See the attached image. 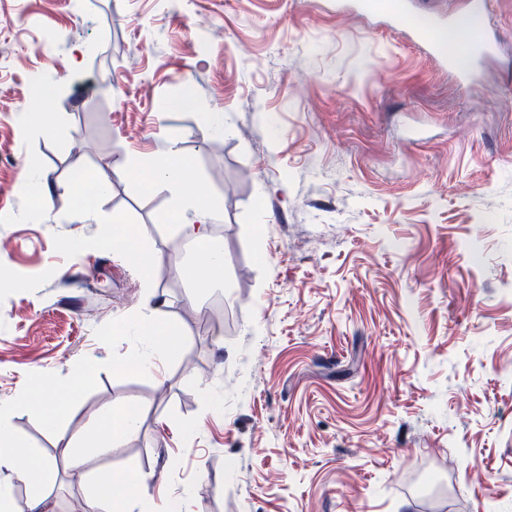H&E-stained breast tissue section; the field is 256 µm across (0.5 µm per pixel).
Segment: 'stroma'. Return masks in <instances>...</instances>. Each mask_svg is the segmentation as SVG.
<instances>
[{"mask_svg":"<svg viewBox=\"0 0 512 512\" xmlns=\"http://www.w3.org/2000/svg\"><path fill=\"white\" fill-rule=\"evenodd\" d=\"M491 12L498 52L462 85L336 0H0V409L54 462L56 512L111 469L187 512H512V0ZM43 81L49 134L19 122ZM171 141L220 205L224 282L196 296L165 191L113 179L80 224L64 189ZM116 214L163 256L149 282L103 244ZM149 293L184 334L152 374L105 335ZM71 383L66 435L141 408L76 468L15 402ZM21 177L24 182L33 185L38 190V199L42 204H46L52 194L51 183L48 174L39 165L28 164L23 169Z\"/></svg>","mask_w":512,"mask_h":512,"instance_id":"obj_1","label":"stroma"}]
</instances>
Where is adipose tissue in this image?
<instances>
[{
	"mask_svg": "<svg viewBox=\"0 0 512 512\" xmlns=\"http://www.w3.org/2000/svg\"><path fill=\"white\" fill-rule=\"evenodd\" d=\"M115 177H133L148 188L167 192L168 218L197 256L184 271L195 291L207 290L222 280L224 251L208 233L219 206L206 190L191 157L172 143L158 155L117 165L112 174L96 175L99 195L108 194ZM112 333L135 343L138 353L128 360L127 366L141 371L154 369L156 357H176L183 344L179 326L164 320L159 305L148 300L138 310L114 321ZM140 415L138 405L127 402L112 405L95 423L92 437L72 441V465H79L81 453L87 449L109 454L116 444L138 429ZM12 446L10 454L0 455V467L8 466L22 474L28 512H55L50 491L51 463L35 457L20 439L13 438ZM146 485V476L112 473L94 480L87 505L91 512H142L146 507L151 512H182L181 505L175 502L148 503Z\"/></svg>",
	"mask_w": 512,
	"mask_h": 512,
	"instance_id": "1",
	"label": "adipose tissue"
}]
</instances>
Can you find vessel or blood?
Instances as JSON below:
<instances>
[{"instance_id":"1","label":"vessel or blood","mask_w":512,"mask_h":512,"mask_svg":"<svg viewBox=\"0 0 512 512\" xmlns=\"http://www.w3.org/2000/svg\"><path fill=\"white\" fill-rule=\"evenodd\" d=\"M490 0H466L465 15L473 25L459 47H446L441 37L446 28L433 13H419L409 8L408 0H355L356 8L371 16L384 17L391 26L406 29L412 39L437 57L464 83L474 78L476 63L490 56L496 48V40L489 29Z\"/></svg>"}]
</instances>
